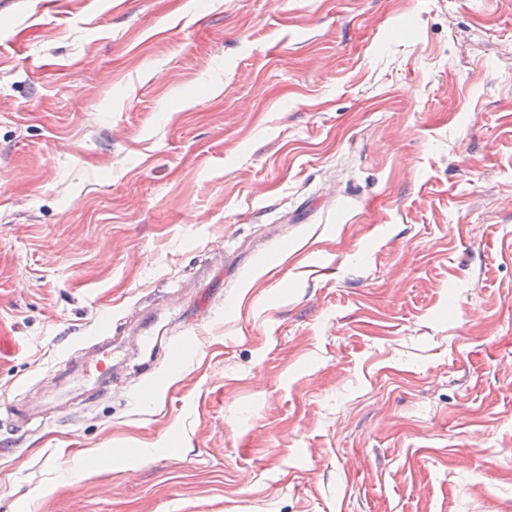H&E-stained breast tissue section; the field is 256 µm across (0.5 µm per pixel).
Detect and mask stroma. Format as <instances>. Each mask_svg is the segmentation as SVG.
I'll list each match as a JSON object with an SVG mask.
<instances>
[{"instance_id":"stroma-1","label":"stroma","mask_w":512,"mask_h":512,"mask_svg":"<svg viewBox=\"0 0 512 512\" xmlns=\"http://www.w3.org/2000/svg\"><path fill=\"white\" fill-rule=\"evenodd\" d=\"M105 320L0 512H512V0H0V401ZM104 340L95 345L94 352L81 361L66 363L58 378L61 386L52 396L43 400L37 408L9 407L15 420L29 421L36 411L46 412L47 408L66 404L81 403L94 395H104L112 391V323L106 322L99 330Z\"/></svg>"}]
</instances>
